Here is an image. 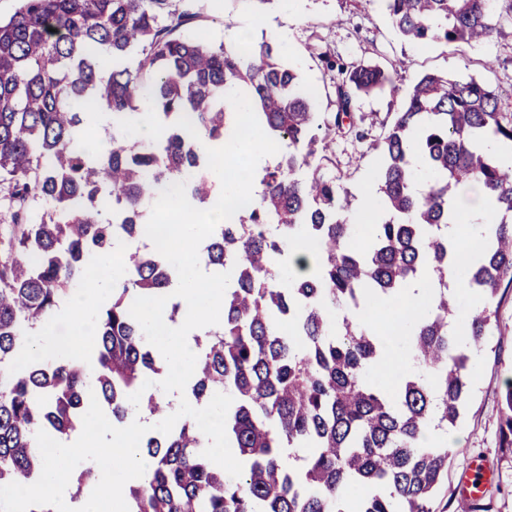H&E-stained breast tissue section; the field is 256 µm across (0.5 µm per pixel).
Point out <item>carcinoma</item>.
Returning a JSON list of instances; mask_svg holds the SVG:
<instances>
[{"instance_id":"obj_1","label":"carcinoma","mask_w":512,"mask_h":512,"mask_svg":"<svg viewBox=\"0 0 512 512\" xmlns=\"http://www.w3.org/2000/svg\"><path fill=\"white\" fill-rule=\"evenodd\" d=\"M499 0H384L408 42L478 43L499 33ZM186 0H21L0 20V181L11 222L0 224V485L42 470L38 430L82 429L90 395L122 423L134 411L168 416L156 392L128 400L158 372L155 352L131 317L133 301L172 290L175 268L134 250L115 278L112 301L96 311L97 368L31 354L25 332L48 322L85 282L90 260L115 242L138 239L156 190L186 184L206 205L212 187L206 148L224 145L234 122L224 96L242 91L264 132L286 145L244 214L217 225L199 259L230 270L221 327L195 337L192 395L198 405L233 398L226 434L244 461L239 477L202 456L208 439L185 417L149 437L151 468L129 489V512H434L448 447L426 448L424 428L456 424L469 396L475 357L498 323L491 301L512 288V166L487 142L512 145V109L471 78L425 74L378 142V223L359 198L324 170L318 152L331 132L355 127L357 99L391 83L376 64L317 58L336 73V112L313 110L318 91L280 45L228 50L179 33L194 20ZM147 103L162 138L136 141L128 117ZM111 112L110 147L83 146L85 108ZM479 183L496 218L473 240L478 261L455 265L448 248L450 204ZM52 210L36 221L32 203ZM316 251L317 274L291 277L269 265L295 235ZM427 308L407 324L405 354L416 371L389 398L370 377L381 345L359 311L398 296L422 269ZM484 297L462 307L448 273ZM462 319L467 343L449 333ZM288 322L291 334L281 331ZM500 434L512 448V382ZM286 448H305L298 466Z\"/></svg>"}]
</instances>
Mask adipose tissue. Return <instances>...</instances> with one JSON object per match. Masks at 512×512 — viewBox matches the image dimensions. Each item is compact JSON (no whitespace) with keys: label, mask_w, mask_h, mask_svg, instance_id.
<instances>
[{"label":"adipose tissue","mask_w":512,"mask_h":512,"mask_svg":"<svg viewBox=\"0 0 512 512\" xmlns=\"http://www.w3.org/2000/svg\"><path fill=\"white\" fill-rule=\"evenodd\" d=\"M492 217L491 205L480 184H472L461 199L454 201L448 238L453 242L459 260L466 261L475 257L474 252L462 241L464 234L473 232L476 224L491 223ZM115 271L109 258L99 257L92 262L86 287L56 312L52 324L33 332L37 351L62 350L75 362L88 368L93 367L88 314L92 309L106 304ZM60 323L66 326V333L62 336L56 332V326Z\"/></svg>","instance_id":"obj_1"}]
</instances>
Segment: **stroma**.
<instances>
[{"label":"stroma","instance_id":"stroma-1","mask_svg":"<svg viewBox=\"0 0 512 512\" xmlns=\"http://www.w3.org/2000/svg\"><path fill=\"white\" fill-rule=\"evenodd\" d=\"M191 6L197 17L186 26V34L215 45L233 47L232 33L245 24L255 43L275 39L277 31L287 32L284 49L300 63L303 79L318 89L314 109L321 116L334 112L335 98L331 74L311 57V48L345 62L376 64L390 73L391 88L357 102L356 121L368 129L367 139L336 133L325 163L329 173L359 195L373 184L378 138L388 129L401 99L424 74L475 79L512 105V21L505 17L498 20L500 34L490 41L444 46L405 41L391 26L381 0H292L286 7L275 2L261 13L249 0H192ZM498 298V325L477 358L469 409L456 428L462 440L450 450L448 471L435 495L436 512H457L460 480L477 459L495 473L487 490L490 512H512V448L502 447L499 434L501 400L512 379V288L500 289Z\"/></svg>","mask_w":512,"mask_h":512}]
</instances>
